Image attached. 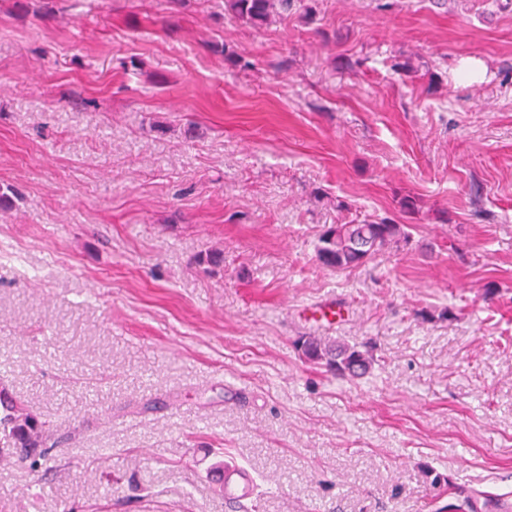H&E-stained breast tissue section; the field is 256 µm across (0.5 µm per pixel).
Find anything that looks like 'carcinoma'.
<instances>
[{"mask_svg":"<svg viewBox=\"0 0 512 512\" xmlns=\"http://www.w3.org/2000/svg\"><path fill=\"white\" fill-rule=\"evenodd\" d=\"M235 18L254 27L267 23L276 4L288 6L290 0H227ZM406 225L396 224L387 218H377L361 224H335L325 229L318 238L319 260L333 269H346L364 263L375 252L408 242ZM304 359L340 376L359 377L366 374L374 363L367 349L341 345L311 336L302 342ZM0 439L8 447L0 454L10 453L30 467L38 465L44 454L47 434L44 424L29 414L24 405L0 392Z\"/></svg>","mask_w":512,"mask_h":512,"instance_id":"cac0c4a2","label":"carcinoma"}]
</instances>
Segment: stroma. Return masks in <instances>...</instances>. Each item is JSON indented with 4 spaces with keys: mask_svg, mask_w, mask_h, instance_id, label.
I'll return each mask as SVG.
<instances>
[{
    "mask_svg": "<svg viewBox=\"0 0 512 512\" xmlns=\"http://www.w3.org/2000/svg\"><path fill=\"white\" fill-rule=\"evenodd\" d=\"M0 512L512 496V0H0ZM411 200L413 209L403 207ZM407 225L344 271L323 226ZM333 297L347 314L305 323ZM371 349L339 379L296 347ZM247 468L252 498L212 474ZM275 1L285 6L288 11V4L292 0H227L234 17L254 27L267 23L277 5ZM0 407V439L8 442L7 448H0V454L16 455L21 461L29 460L31 468L37 467L48 438L45 424L6 392H0Z\"/></svg>",
    "mask_w": 512,
    "mask_h": 512,
    "instance_id": "1",
    "label": "stroma"
}]
</instances>
